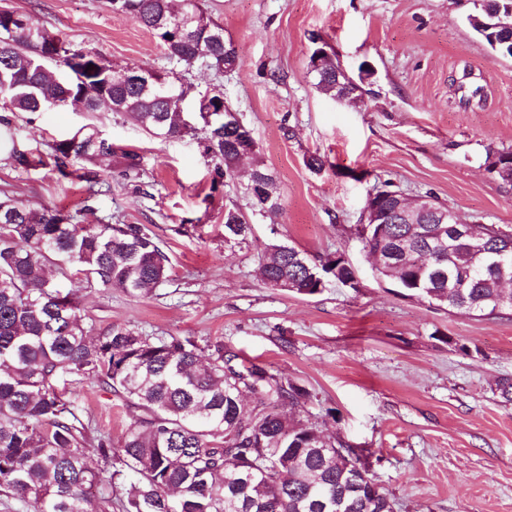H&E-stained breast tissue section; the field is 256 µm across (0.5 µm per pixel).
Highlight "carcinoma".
<instances>
[{"instance_id": "cac0c4a2", "label": "carcinoma", "mask_w": 512, "mask_h": 512, "mask_svg": "<svg viewBox=\"0 0 512 512\" xmlns=\"http://www.w3.org/2000/svg\"><path fill=\"white\" fill-rule=\"evenodd\" d=\"M472 29L497 57L512 58V27L497 26L512 0H474ZM162 44L177 64L198 61L222 72L240 67L224 40V27L207 16L201 0H108ZM162 17L187 20L177 30ZM57 56L59 73L42 72V53ZM97 52L63 40L47 45L38 34L0 15V156L16 169L49 167L68 178L72 161L93 165L116 156L125 175L138 173L140 155L106 139L86 124L59 140L47 154L20 150L13 117L71 106L113 112L137 121L157 138L183 136L184 85L165 91L117 80ZM317 89L331 97L342 90L335 66L312 70ZM207 116L203 154L213 164V183L235 173L234 132L224 126V92L199 91ZM89 198L112 191L95 169H84ZM76 212L35 209L0 194V491L22 502L25 512H112V498L95 502L88 490L105 482L125 486L120 512H393V501L337 435L326 438L299 419L308 390L269 370L241 368L237 355L214 345L207 357L187 338L142 336L114 325L88 339L84 316L71 294H62L52 267L69 262L91 286L118 287L147 297L169 275L170 258L143 224H84ZM424 224H377L364 244L368 255L392 259L393 282L406 295L427 302L446 299L448 310L469 316L512 312V261L504 268L479 252L506 246L496 224L477 225L471 241L448 236L439 247L422 234ZM253 229L237 208L224 210V235L245 241ZM324 282H343L354 269L337 252L314 262L286 244L259 255L261 281L319 292L309 270ZM109 388L135 413L121 439L93 437L59 391L65 376Z\"/></svg>"}]
</instances>
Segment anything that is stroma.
Returning <instances> with one entry per match:
<instances>
[{
  "mask_svg": "<svg viewBox=\"0 0 512 512\" xmlns=\"http://www.w3.org/2000/svg\"><path fill=\"white\" fill-rule=\"evenodd\" d=\"M34 24L93 49L113 65L174 71L194 90L219 87L249 126L279 184L277 214L251 211L240 175L213 186L199 136L163 140L125 116L59 107L17 121L21 149L93 123L137 150L138 177L118 161L98 170L112 192L88 201L84 182L0 160V191L33 208H87L86 221L144 224L171 260L168 280L145 298L75 290L89 336L127 325L155 338L180 336L199 349L223 344L306 387L302 419L341 435L375 471L394 512H512V404L495 393L512 377V315L472 317L405 296L373 268L358 234L369 192L392 185L408 200L434 196L464 222L512 225V183L487 157L512 149V59L492 56L468 22L474 0H205L241 65L217 74L169 61L154 36L106 0H5ZM350 74L375 69L362 105L319 92L315 44ZM320 154V173L305 165ZM253 226L246 243L224 238V209ZM270 243L336 252L358 287L328 283L303 296L264 285L257 254ZM92 435L119 440L133 417L109 389L67 384Z\"/></svg>",
  "mask_w": 512,
  "mask_h": 512,
  "instance_id": "1",
  "label": "stroma"
}]
</instances>
